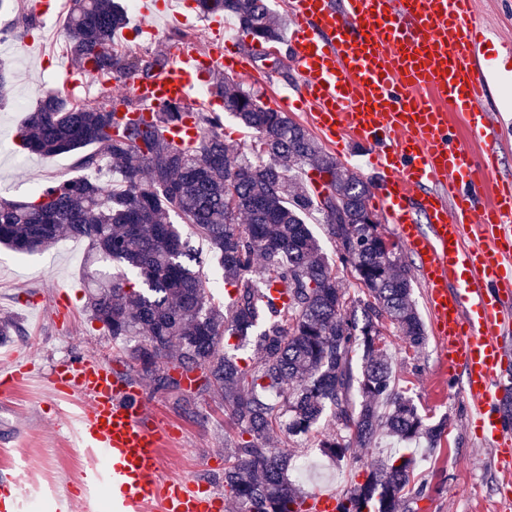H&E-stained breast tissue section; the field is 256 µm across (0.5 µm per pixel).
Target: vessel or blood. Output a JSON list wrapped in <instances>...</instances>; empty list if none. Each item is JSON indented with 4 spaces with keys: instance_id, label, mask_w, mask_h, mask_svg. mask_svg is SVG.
Here are the masks:
<instances>
[{
    "instance_id": "vessel-or-blood-1",
    "label": "vessel or blood",
    "mask_w": 512,
    "mask_h": 512,
    "mask_svg": "<svg viewBox=\"0 0 512 512\" xmlns=\"http://www.w3.org/2000/svg\"><path fill=\"white\" fill-rule=\"evenodd\" d=\"M288 13V63L302 92L276 103L304 111L327 144L369 147L371 196L418 262L442 366L461 379L475 432L511 479L502 371L512 359V176L499 173L501 123L487 106L501 73L484 63L472 0H289ZM171 53L165 70L132 88L141 116L190 101L212 71L254 76L217 41ZM49 381L83 397L74 446L92 457L81 486L89 505L103 489L111 512L154 500L162 512H222V494L159 480L161 430L111 361H64Z\"/></svg>"
}]
</instances>
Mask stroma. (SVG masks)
Instances as JSON below:
<instances>
[{
    "label": "stroma",
    "instance_id": "1",
    "mask_svg": "<svg viewBox=\"0 0 512 512\" xmlns=\"http://www.w3.org/2000/svg\"><path fill=\"white\" fill-rule=\"evenodd\" d=\"M69 9L70 0H56L53 15L36 17L27 28L19 21L30 11L28 0L0 9V57L11 64L8 93L0 103V196L11 200L28 199L38 184L82 175L74 154L20 151L17 132L39 95L63 88L73 102L90 104L109 93L102 82L81 74L66 51L63 31ZM475 13L492 39L512 40V0H475ZM223 41L228 50L249 56L258 78L242 86L265 105H272L275 94L297 87L285 44L259 43L229 16ZM87 266L88 245L79 239L60 240L32 255L0 248V318L15 320L23 330L0 345V368L29 359L39 369L0 398V479L16 482L20 512H56L60 497L70 499V512H85L80 487L89 459L73 447L67 429L52 426L56 395L46 374L70 358H106L117 368L125 366L124 355L86 308ZM387 341L397 386L409 391L421 414L448 421L435 451L413 450L418 460L414 483L426 488L424 497L413 502L414 512H512V506L500 504L502 478L489 463V449L472 434L468 406L458 390L440 382L443 369L434 339H427L416 355L395 330H388ZM139 390L151 416L168 430L160 448V478L200 479L223 490L225 415L218 401L193 385L169 392L143 384ZM389 454L386 441L377 448L354 443L344 462L296 485L308 493H340L364 481L367 463Z\"/></svg>",
    "mask_w": 512,
    "mask_h": 512
}]
</instances>
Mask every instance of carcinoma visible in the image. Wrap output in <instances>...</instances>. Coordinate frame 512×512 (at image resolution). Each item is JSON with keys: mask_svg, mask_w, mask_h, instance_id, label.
<instances>
[{"mask_svg": "<svg viewBox=\"0 0 512 512\" xmlns=\"http://www.w3.org/2000/svg\"><path fill=\"white\" fill-rule=\"evenodd\" d=\"M204 15L229 14L265 44L282 39L267 0H196ZM127 25L118 0H72L66 50L94 78L134 84L171 62L167 46L123 53L115 36ZM224 111L256 133L250 156L224 131L218 112L170 104L150 119L127 118L112 100L76 104L59 89L28 113L21 146L39 155L94 150L78 164L112 163L110 185L78 178L37 187L24 201L0 198V245L29 254L62 235L83 239L112 271L88 273L89 309L121 351L136 381L179 391L191 373L224 404L236 440L224 449V496L236 512H303L305 495L288 478L290 453L277 432L307 436L329 418L336 432L318 446L331 463L347 458L350 440L364 448L386 437L423 439L434 450L446 419L428 422L412 397L396 388L382 329L390 324L419 351L427 340L412 300L409 269L369 223L368 185L324 150L285 112L265 107L227 77L212 84ZM190 117L200 139L177 147L165 133ZM312 170L317 192L299 181ZM318 216L340 266L360 293L340 288L335 265L309 227ZM207 243L233 288L226 306L213 300V281L190 245ZM284 301L265 300L268 285ZM242 349L253 351L238 357ZM416 467L396 452L369 464L364 482L341 496V512H406L403 492Z\"/></svg>", "mask_w": 512, "mask_h": 512, "instance_id": "obj_1", "label": "carcinoma"}]
</instances>
